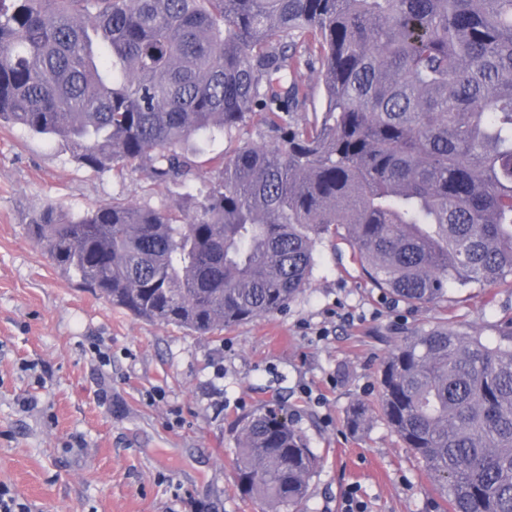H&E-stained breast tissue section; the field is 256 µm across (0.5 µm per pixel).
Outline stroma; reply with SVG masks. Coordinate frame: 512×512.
I'll return each mask as SVG.
<instances>
[{
  "mask_svg": "<svg viewBox=\"0 0 512 512\" xmlns=\"http://www.w3.org/2000/svg\"><path fill=\"white\" fill-rule=\"evenodd\" d=\"M177 196L135 172L80 167L61 142L0 127V486L24 512H267L236 489V421L285 404L319 458L299 512H432L422 462L380 416L381 360L407 329L449 323L490 339L512 316V278L454 288L413 310L363 274L345 242L316 253L309 284L274 315L207 335L134 318L58 269L32 211Z\"/></svg>",
  "mask_w": 512,
  "mask_h": 512,
  "instance_id": "obj_1",
  "label": "stroma"
}]
</instances>
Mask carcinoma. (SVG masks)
I'll return each instance as SVG.
<instances>
[{"label": "carcinoma", "mask_w": 512, "mask_h": 512, "mask_svg": "<svg viewBox=\"0 0 512 512\" xmlns=\"http://www.w3.org/2000/svg\"><path fill=\"white\" fill-rule=\"evenodd\" d=\"M317 72L321 114L303 124ZM94 171L183 189L34 212L53 263L127 314L209 333L285 310L341 238L414 308L512 277V0H0V126ZM254 126L271 141L209 158ZM379 409L439 512H512V317L485 339L405 332ZM370 408L353 403L351 433ZM237 485L268 512L306 497L317 456L288 411L240 421ZM300 77L309 87L310 92L305 110L294 115L295 120L302 124L307 120H311L315 111H321L324 106V98L316 72L310 71L303 66L300 70Z\"/></svg>", "instance_id": "cac0c4a2"}]
</instances>
